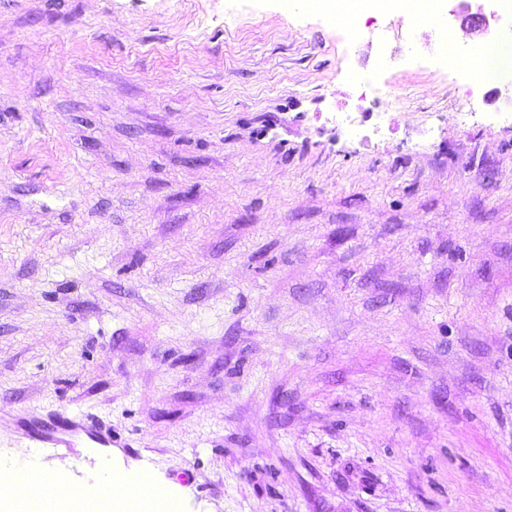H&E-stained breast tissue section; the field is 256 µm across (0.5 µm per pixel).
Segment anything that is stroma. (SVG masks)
I'll return each instance as SVG.
<instances>
[{"mask_svg":"<svg viewBox=\"0 0 512 512\" xmlns=\"http://www.w3.org/2000/svg\"><path fill=\"white\" fill-rule=\"evenodd\" d=\"M438 53L379 10L0 0V463L96 481L16 431L67 409L182 512H512V100Z\"/></svg>","mask_w":512,"mask_h":512,"instance_id":"obj_1","label":"stroma"}]
</instances>
